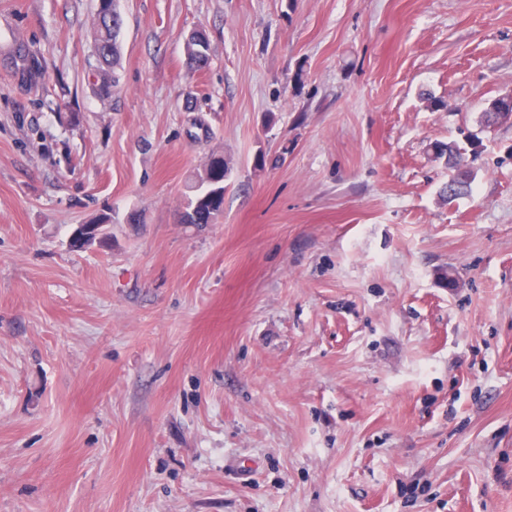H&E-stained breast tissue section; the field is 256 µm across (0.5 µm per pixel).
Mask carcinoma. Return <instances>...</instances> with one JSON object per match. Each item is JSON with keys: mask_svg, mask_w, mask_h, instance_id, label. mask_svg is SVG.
<instances>
[{"mask_svg": "<svg viewBox=\"0 0 512 512\" xmlns=\"http://www.w3.org/2000/svg\"><path fill=\"white\" fill-rule=\"evenodd\" d=\"M112 19H122L117 7V0H98L94 17L95 28V53L99 66L88 77L89 85L93 93L99 96H107L111 93L116 83L114 68L118 62L117 37L119 27L110 24ZM208 42L203 34L189 37L187 41L188 60L192 68L200 70L208 61ZM30 60L34 64V70L29 72V78L25 80L31 87L42 84L44 79V66L36 52L19 48L11 58V69L20 77L22 72L18 65L19 59ZM228 174V167L224 159H213L204 170L202 181L207 187L193 195L188 196L186 210L183 215L185 224H213L224 211V180Z\"/></svg>", "mask_w": 512, "mask_h": 512, "instance_id": "carcinoma-1", "label": "carcinoma"}]
</instances>
